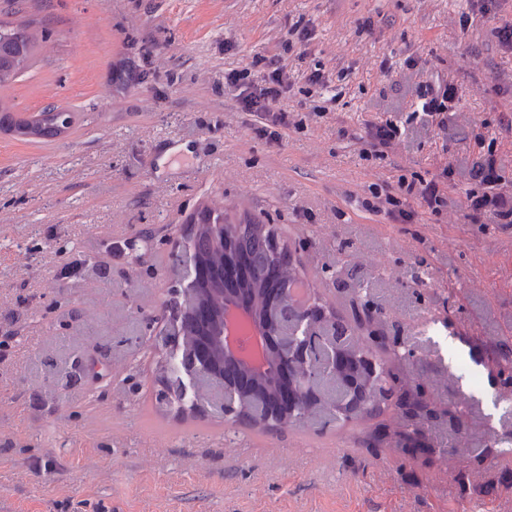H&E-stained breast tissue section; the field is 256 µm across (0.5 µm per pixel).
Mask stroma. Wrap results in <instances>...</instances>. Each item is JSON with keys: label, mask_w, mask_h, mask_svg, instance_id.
Instances as JSON below:
<instances>
[{"label": "stroma", "mask_w": 512, "mask_h": 512, "mask_svg": "<svg viewBox=\"0 0 512 512\" xmlns=\"http://www.w3.org/2000/svg\"><path fill=\"white\" fill-rule=\"evenodd\" d=\"M299 20L312 30L300 59L282 49ZM0 21L35 37L0 103L74 117L52 141L0 131V512H512V495L463 489L449 471L447 420L401 453L379 441V425L400 424L389 411L265 432L214 408L179 413L156 400L152 348L182 300L176 243L220 203L226 221L274 228L309 292L348 320L336 271L353 256L428 400L447 408L477 376L484 413L499 415L485 347L512 337V226L453 207L402 224L362 202L489 153L512 182L499 133L512 55L496 37L512 2L0 0ZM260 55L279 56L291 82L276 141L224 82ZM316 69L336 101L309 88ZM434 76L458 90L447 132L419 127L363 159L367 121L406 119ZM447 320L450 354L435 335Z\"/></svg>", "instance_id": "stroma-1"}]
</instances>
